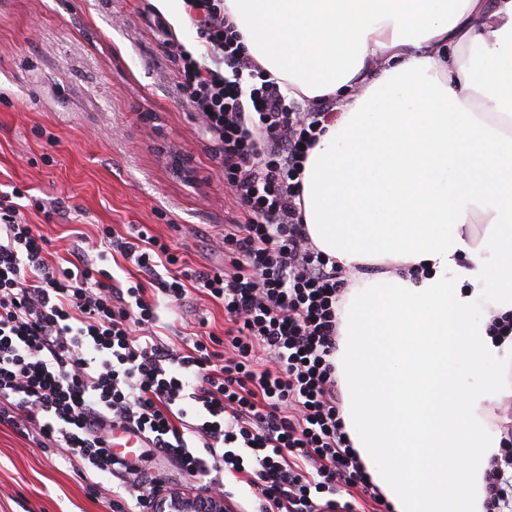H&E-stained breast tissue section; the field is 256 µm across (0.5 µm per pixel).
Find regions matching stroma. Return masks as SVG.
<instances>
[{
	"label": "stroma",
	"instance_id": "1",
	"mask_svg": "<svg viewBox=\"0 0 512 512\" xmlns=\"http://www.w3.org/2000/svg\"><path fill=\"white\" fill-rule=\"evenodd\" d=\"M181 46L210 64L183 0H0V190L40 199L53 218L22 209L53 262L76 236L138 227L172 244L190 266L223 268L226 225L241 218L198 112L178 86ZM162 339L223 336L224 308L198 290L159 311ZM138 463L162 486L198 481L149 449ZM120 475L89 491L62 448H38L0 423V512H108Z\"/></svg>",
	"mask_w": 512,
	"mask_h": 512
}]
</instances>
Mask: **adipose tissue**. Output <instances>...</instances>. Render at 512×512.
<instances>
[{
    "mask_svg": "<svg viewBox=\"0 0 512 512\" xmlns=\"http://www.w3.org/2000/svg\"><path fill=\"white\" fill-rule=\"evenodd\" d=\"M290 95L350 93L302 171L342 266L391 262L338 314L345 430L392 512H486L512 395V0H224ZM452 55H443V48Z\"/></svg>",
    "mask_w": 512,
    "mask_h": 512,
    "instance_id": "obj_1",
    "label": "adipose tissue"
}]
</instances>
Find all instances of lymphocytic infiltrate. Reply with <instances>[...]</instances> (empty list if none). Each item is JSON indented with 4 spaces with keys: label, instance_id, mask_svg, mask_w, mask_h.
Instances as JSON below:
<instances>
[{
    "label": "lymphocytic infiltrate",
    "instance_id": "lymphocytic-infiltrate-1",
    "mask_svg": "<svg viewBox=\"0 0 512 512\" xmlns=\"http://www.w3.org/2000/svg\"><path fill=\"white\" fill-rule=\"evenodd\" d=\"M184 4L215 65L181 52L179 87L217 145L243 220L224 231L220 271L183 265L144 229L118 247L168 305L202 289L230 326L178 349L161 342L143 281L117 283L81 246L68 267L54 265L37 225L1 193L0 419L39 447L66 448L85 480L123 474L110 512H153L156 487L113 456L117 426L217 494L225 473L245 475L254 512H353L335 500L344 486L381 502L345 431L333 363L349 283L302 222L301 171L330 105L302 111L268 77L247 85L254 65L225 24L224 0ZM486 507L512 512V431L492 459Z\"/></svg>",
    "mask_w": 512,
    "mask_h": 512
}]
</instances>
